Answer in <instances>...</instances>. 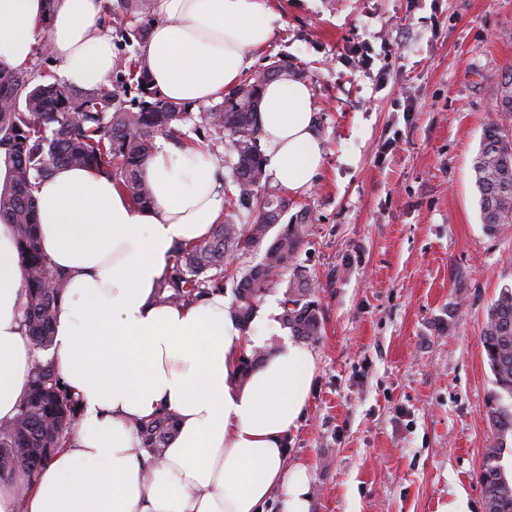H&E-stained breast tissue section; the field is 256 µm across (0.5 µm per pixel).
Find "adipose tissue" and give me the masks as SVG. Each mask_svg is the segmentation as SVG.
Instances as JSON below:
<instances>
[{"label": "adipose tissue", "mask_w": 512, "mask_h": 512, "mask_svg": "<svg viewBox=\"0 0 512 512\" xmlns=\"http://www.w3.org/2000/svg\"><path fill=\"white\" fill-rule=\"evenodd\" d=\"M103 0H0V68L28 69L48 45L66 84L104 82L115 54L99 23ZM144 47L153 85L191 108L222 99L274 36L273 0H156ZM256 122L266 170L292 195L311 190L324 142L309 87L267 83ZM142 176L146 206L106 176L55 168L41 182L38 236L67 278L53 362L78 403L76 425L50 462L0 478V512H311L305 466L289 464L288 433L309 403L316 370L305 344L285 340L241 379L238 357L275 319L248 333L223 292L162 305L156 289L177 244L208 239L224 218L228 173L209 151L154 140ZM25 290L12 230L0 224V424L18 413L40 352L23 323ZM175 414L160 459L143 449L137 422Z\"/></svg>", "instance_id": "obj_1"}]
</instances>
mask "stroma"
I'll use <instances>...</instances> for the list:
<instances>
[{
  "mask_svg": "<svg viewBox=\"0 0 512 512\" xmlns=\"http://www.w3.org/2000/svg\"><path fill=\"white\" fill-rule=\"evenodd\" d=\"M274 2L252 66L288 60L326 146L293 200L314 214L298 262L324 330L289 460L311 512H485L497 386L480 338L512 288V224L486 232L473 163L488 124L512 133V0Z\"/></svg>",
  "mask_w": 512,
  "mask_h": 512,
  "instance_id": "1",
  "label": "stroma"
}]
</instances>
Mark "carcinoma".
I'll use <instances>...</instances> for the list:
<instances>
[{
  "label": "carcinoma",
  "instance_id": "obj_1",
  "mask_svg": "<svg viewBox=\"0 0 512 512\" xmlns=\"http://www.w3.org/2000/svg\"><path fill=\"white\" fill-rule=\"evenodd\" d=\"M103 17L134 52L116 57L110 91L102 87L76 89L51 75L28 70H0V161L10 180L0 188V217L14 233L24 274L26 331L38 349L52 344L58 303L67 288L65 275L53 269L37 235L38 207L34 190L58 166L92 169L105 175L135 204L152 202L141 171L152 141L162 135L183 143V126L194 120L189 108L166 99L151 87L140 47L146 44L156 17L151 0H110ZM290 76L282 60L244 77L222 102L199 113L204 140L224 145V158L238 194L226 196L224 221L214 225L209 239L175 248L168 274L161 281V304L188 305L234 283L230 313L250 329L257 303L271 290L283 289L280 320L292 334L315 340L323 330L322 312L314 300L318 285L298 263L300 249L313 223L302 210L286 224L292 206L288 197L267 188L269 175L259 146L256 112L261 91L271 80ZM473 170L480 194L482 224L490 233L512 224V136L495 125L486 128ZM262 261L245 271L228 264L258 251ZM480 345L500 393L488 402V419L495 442L487 449L479 483L485 512H512V480L499 464L512 437V288L501 290L492 304ZM266 350L240 358L241 381ZM76 403L63 389L52 361L35 362L29 391L18 414L0 425V475L17 467L45 465L47 448H57L75 426ZM176 431V416L165 412L139 423L143 447L162 456Z\"/></svg>",
  "mask_w": 512,
  "mask_h": 512
}]
</instances>
